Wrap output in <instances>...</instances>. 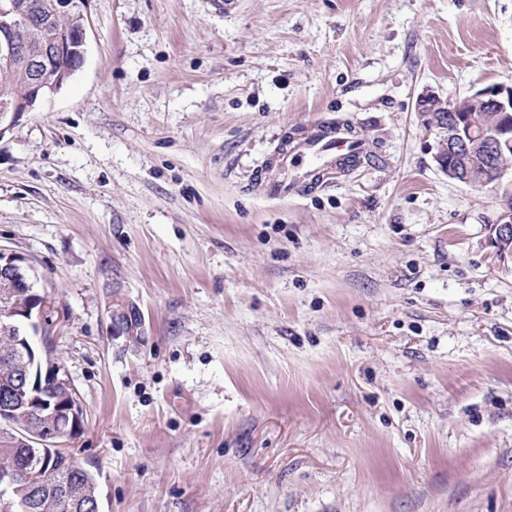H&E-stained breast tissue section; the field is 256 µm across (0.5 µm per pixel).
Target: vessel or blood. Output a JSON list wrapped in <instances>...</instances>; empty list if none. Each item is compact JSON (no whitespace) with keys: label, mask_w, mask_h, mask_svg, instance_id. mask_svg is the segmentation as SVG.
I'll return each mask as SVG.
<instances>
[{"label":"vessel or blood","mask_w":512,"mask_h":512,"mask_svg":"<svg viewBox=\"0 0 512 512\" xmlns=\"http://www.w3.org/2000/svg\"><path fill=\"white\" fill-rule=\"evenodd\" d=\"M367 141L347 123L319 122L289 138L259 177L264 196L288 198L336 169L372 161Z\"/></svg>","instance_id":"b4317fda"}]
</instances>
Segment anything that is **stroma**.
<instances>
[{
  "mask_svg": "<svg viewBox=\"0 0 512 512\" xmlns=\"http://www.w3.org/2000/svg\"><path fill=\"white\" fill-rule=\"evenodd\" d=\"M511 82L512 0H89L83 66L0 138V247L102 512H512V180L449 181L417 112ZM336 120L380 162L257 191ZM491 245L500 261L512 259V211H504L498 224H493ZM108 329L113 336L127 339L145 336V319L139 306L119 292H114L108 307Z\"/></svg>",
  "mask_w": 512,
  "mask_h": 512,
  "instance_id": "stroma-1",
  "label": "stroma"
}]
</instances>
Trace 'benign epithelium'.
Instances as JSON below:
<instances>
[{
  "label": "benign epithelium",
  "instance_id": "7a95c632",
  "mask_svg": "<svg viewBox=\"0 0 512 512\" xmlns=\"http://www.w3.org/2000/svg\"><path fill=\"white\" fill-rule=\"evenodd\" d=\"M88 0H50L47 11L65 12L74 21L69 38L51 40L44 48L25 58L15 48V28L29 21L28 13L16 0L0 2V64L19 66L34 74V89L28 99L0 91V138L10 131L23 113L44 98L43 89L58 91L85 61L87 46L86 8ZM417 109L438 129L439 170L448 180L474 190L498 184L508 172L498 166L491 178L473 179L462 175L461 161L480 150L489 157L512 148V84H493L455 100L435 95L419 99ZM500 113V123H486L484 113ZM491 245L500 261L512 259V211H504L493 225ZM0 281L9 289L0 293V326L12 345L0 352L7 373L4 389L14 395L0 406V437L14 446L31 449V454L61 451L62 442L85 428L81 401L59 358L45 347L35 358L31 339L42 328L47 298L34 289L37 276L23 255L0 248ZM108 329L113 336L128 339L146 334L139 306L119 292L108 307ZM17 484L11 470L0 472V509L27 512L30 505L10 497Z\"/></svg>",
  "mask_w": 512,
  "mask_h": 512
}]
</instances>
